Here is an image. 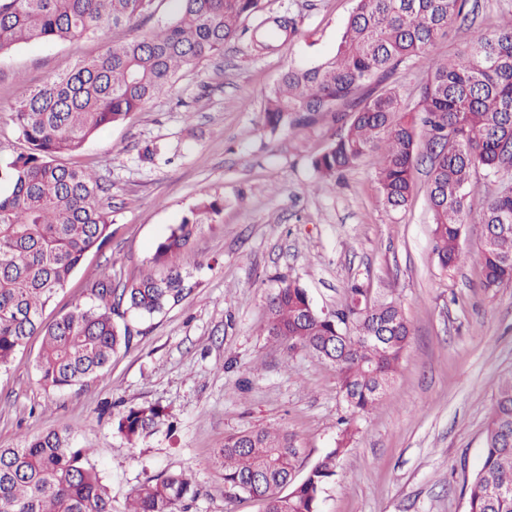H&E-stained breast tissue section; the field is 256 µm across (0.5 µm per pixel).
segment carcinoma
<instances>
[{"label": "carcinoma", "instance_id": "obj_1", "mask_svg": "<svg viewBox=\"0 0 512 512\" xmlns=\"http://www.w3.org/2000/svg\"><path fill=\"white\" fill-rule=\"evenodd\" d=\"M156 0H0V54L30 42L94 37L105 26H130ZM173 18L150 36L65 64L14 112L24 149L0 158V368L34 336L42 337L36 369L41 384L65 390L105 370L134 334L120 327L122 308L152 315L192 291L171 267L158 277L112 285L100 276L90 303L50 323L43 312L88 252L109 237L100 204L108 187L90 169L59 156L130 118L171 87L178 71L224 52L242 38L257 54L299 34L291 12L265 13L261 0H175ZM469 0H355L336 53L325 61L285 68L269 90L263 126L272 132L307 124L324 112H343V132L312 159L334 180L375 149L383 204L398 210L414 192L426 140L428 201L434 252L442 269L463 263L464 224L480 179L496 180L484 200L482 224L493 238L482 253L483 287L512 283V18L487 33L473 32L452 58L429 56L434 42L469 19ZM254 19L253 26L243 22ZM422 61L425 78L404 94L390 82L407 60ZM224 209L204 200L157 245L164 264L186 250L198 225ZM269 334L330 362L348 410L336 447L300 480L299 449L288 431L261 428L224 438L217 452L224 483L236 496L260 501L264 512H318L321 493L358 433L357 418L383 398L409 345L401 305L379 299L358 282L331 312L317 311L297 283L282 279L267 303ZM164 418L159 407H132L113 418L128 441L147 437ZM90 448L72 444L60 424L16 448H0V512H113L112 496L89 462ZM198 489L183 472L142 485L124 512H187ZM466 512H512V375L498 387L486 429L483 461L466 490Z\"/></svg>", "mask_w": 512, "mask_h": 512}]
</instances>
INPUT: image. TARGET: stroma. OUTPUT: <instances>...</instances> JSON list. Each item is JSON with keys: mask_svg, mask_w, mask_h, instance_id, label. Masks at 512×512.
Returning <instances> with one entry per match:
<instances>
[{"mask_svg": "<svg viewBox=\"0 0 512 512\" xmlns=\"http://www.w3.org/2000/svg\"><path fill=\"white\" fill-rule=\"evenodd\" d=\"M262 6L297 15L299 36L263 56L243 42L226 46L179 72L141 111L63 155L111 185L102 199L111 236L85 256L45 321L85 303L94 277L111 275L120 287L159 272L157 243L202 200L222 198L224 209L199 226L176 260L192 293L153 316L125 313L136 336L108 369L83 386L48 391L35 367L40 338L15 354L0 371V447L65 423L76 447L92 449L114 512L147 480L181 471L200 490L190 512H262L259 502L230 497L224 486L216 452L225 436L288 430L303 475L335 446L347 415L335 368L269 336L267 297L284 277L329 313L357 279L401 305L410 343L381 402L359 418L319 512H465L463 491L481 463L495 392L512 375V283L493 291L482 285L481 206L489 186L479 183L462 230L465 262L448 272L433 252L428 164L418 165L415 194L398 212L379 195L380 152L336 181L321 180L311 161L343 129L344 114L273 134L261 123L265 95L288 64L332 55L355 2ZM172 15L171 0H163L132 26L1 54L0 155L22 150L13 113L65 62L151 34ZM144 404L167 416L151 435L128 443L112 416Z\"/></svg>", "mask_w": 512, "mask_h": 512, "instance_id": "stroma-1", "label": "stroma"}]
</instances>
